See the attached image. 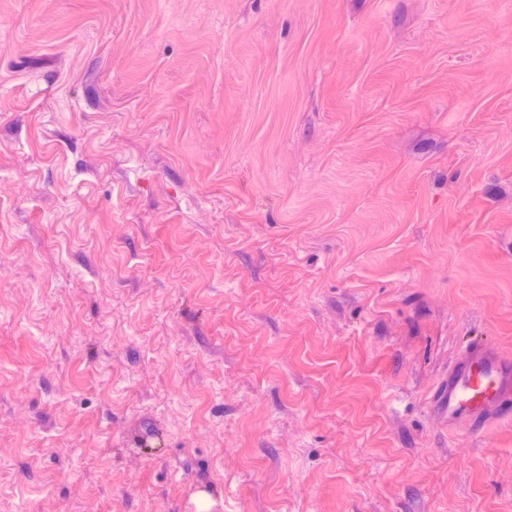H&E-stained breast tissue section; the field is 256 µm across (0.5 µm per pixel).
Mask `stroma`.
Returning <instances> with one entry per match:
<instances>
[{"instance_id": "35a3bbf8", "label": "stroma", "mask_w": 512, "mask_h": 512, "mask_svg": "<svg viewBox=\"0 0 512 512\" xmlns=\"http://www.w3.org/2000/svg\"><path fill=\"white\" fill-rule=\"evenodd\" d=\"M475 339L512 0H0V512H512ZM448 423L482 433L492 423L512 419V355L475 339L465 356L448 369L440 393Z\"/></svg>"}]
</instances>
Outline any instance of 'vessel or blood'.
Here are the masks:
<instances>
[{"instance_id":"1","label":"vessel or blood","mask_w":512,"mask_h":512,"mask_svg":"<svg viewBox=\"0 0 512 512\" xmlns=\"http://www.w3.org/2000/svg\"><path fill=\"white\" fill-rule=\"evenodd\" d=\"M448 422L471 433L512 419V355L483 340L469 343L465 356L448 369L440 393Z\"/></svg>"}]
</instances>
